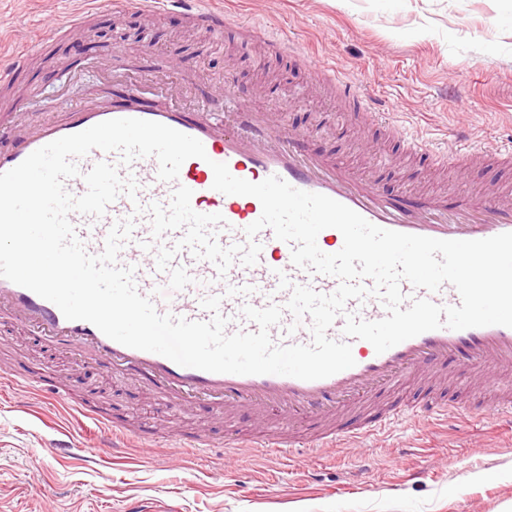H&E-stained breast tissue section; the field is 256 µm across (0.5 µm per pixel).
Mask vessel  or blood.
Masks as SVG:
<instances>
[{"mask_svg": "<svg viewBox=\"0 0 512 512\" xmlns=\"http://www.w3.org/2000/svg\"><path fill=\"white\" fill-rule=\"evenodd\" d=\"M180 5L188 19L214 30L233 24L223 9L190 5L189 0H168ZM300 60L309 63L319 77L335 84L355 111L367 112L371 104L347 80L336 64L312 59L299 50ZM160 90L147 82L129 85L122 99L106 108L82 103L70 104L63 117L30 127L20 122L0 124V173L7 172L40 147L67 135L84 131L98 123L136 118L159 122L199 139L206 159L191 158L180 168L176 182L158 177L155 157H143L125 166L117 152L92 150L78 158L79 176L67 179L65 187L75 196L86 191L83 179L96 163L117 166L122 178H133L138 185L136 198L120 195L104 216L93 218L78 213L70 220L88 253L102 252L110 227L128 216L136 224L131 240L122 248L118 263L135 269L134 281L141 295L150 297L159 313L191 321L211 320V312L201 301L219 296V311L229 317L227 333L256 331L255 323L241 315L243 306L257 309L285 305L290 290L280 288L279 274H286L292 284L308 285L316 291L333 293L339 282L326 275H312L295 267L290 244L278 240L271 229L256 236L262 246L258 262L250 267L233 264L226 275H219L209 261L195 258L189 250L178 251L173 263L187 270L191 284L179 291L168 288V273L159 271L155 251H147L143 242L151 240L152 226L148 208L151 204L168 206L176 186L192 190L191 207L202 214H222L225 226L216 228L222 246L246 243L244 230L262 213L260 201L252 196L226 195L213 187L212 163L226 164L237 178L253 183L276 175L296 189L326 195L354 210L381 228L444 240H480L512 232V199L496 192L463 200L455 212H448L443 198L425 195L409 206L395 205L378 187L355 178L347 170L321 156L302 151V136L289 131L287 124H273L255 112L238 113L236 121L216 125L191 117L178 103L153 104ZM142 214H135V206ZM408 299H428L444 306L460 303L457 290L449 284L430 292L402 283ZM347 312L367 321L385 317L378 298L348 301ZM5 319L34 330L43 340L78 354L86 360L101 359L112 368L138 376L165 398L182 405L195 400H213L218 410L232 415L248 411L259 424L257 432L247 436L230 435L224 454L255 446L271 455L285 456L303 448L313 454L323 448L353 445L377 435L406 416L427 421L448 422L467 412L478 417L493 416L512 423V390L496 389L495 382L512 377V327L499 325L452 330L446 327L422 333L387 350L376 353L363 339H351L355 360L353 367L330 377L305 381L283 375H239L212 373L184 367L152 352L124 346L83 320H69L52 302L33 291L0 277V320ZM278 345H308L312 342L311 319L294 320L284 313L280 324L270 330ZM445 385L456 389L459 401L443 403L427 397L412 414H405L384 402L382 393L396 392L402 385ZM78 414L92 420L100 430L93 452L107 456L120 443L135 440L151 446L154 434L118 425L111 417L88 407H78ZM306 417L310 432L295 436L291 423Z\"/></svg>", "mask_w": 512, "mask_h": 512, "instance_id": "b4317fda", "label": "vessel or blood"}]
</instances>
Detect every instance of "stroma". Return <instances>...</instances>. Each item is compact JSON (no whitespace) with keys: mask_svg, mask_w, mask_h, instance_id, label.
I'll list each match as a JSON object with an SVG mask.
<instances>
[{"mask_svg":"<svg viewBox=\"0 0 512 512\" xmlns=\"http://www.w3.org/2000/svg\"><path fill=\"white\" fill-rule=\"evenodd\" d=\"M223 2L266 37L213 32L170 6L138 13L108 2L84 27L47 33L44 17L63 24L80 0H0V40L33 46L14 86L0 93V116L19 110L36 124L51 102L106 106L145 76L198 103L219 97L228 79L237 100L267 117L292 101L288 126L304 135L306 153L376 180L393 198L440 195L453 205L487 186L512 191V168L478 156L512 142V0ZM293 40L336 63L372 102H390L398 135L351 111L334 87L276 50ZM459 132L476 150L462 167L424 166L397 141L418 137L441 150ZM2 371L60 382L70 397L46 403L0 384V512H127L134 502L152 512H512V428L493 417L449 428L402 421L362 450L288 461L252 448L231 460L217 443L228 429L248 431V413L228 423L204 404L177 407L134 376L0 321ZM75 401L159 429L158 445L74 455L97 432L72 411ZM186 431L213 447L178 448Z\"/></svg>","mask_w":512,"mask_h":512,"instance_id":"35a3bbf8","label":"stroma"}]
</instances>
